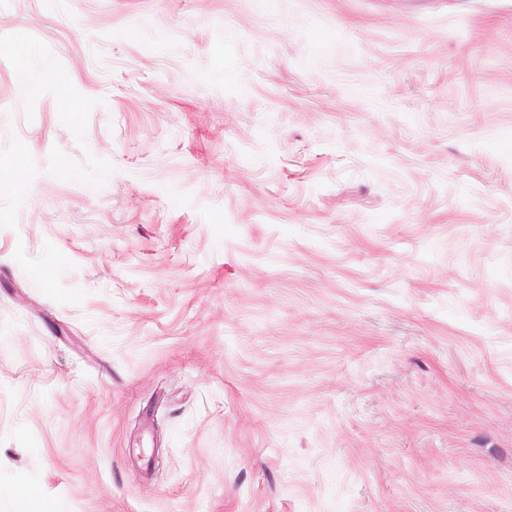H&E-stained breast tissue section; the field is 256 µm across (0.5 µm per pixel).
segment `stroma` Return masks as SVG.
<instances>
[{
	"label": "stroma",
	"mask_w": 512,
	"mask_h": 512,
	"mask_svg": "<svg viewBox=\"0 0 512 512\" xmlns=\"http://www.w3.org/2000/svg\"><path fill=\"white\" fill-rule=\"evenodd\" d=\"M0 481L512 512V0H0Z\"/></svg>",
	"instance_id": "35a3bbf8"
}]
</instances>
